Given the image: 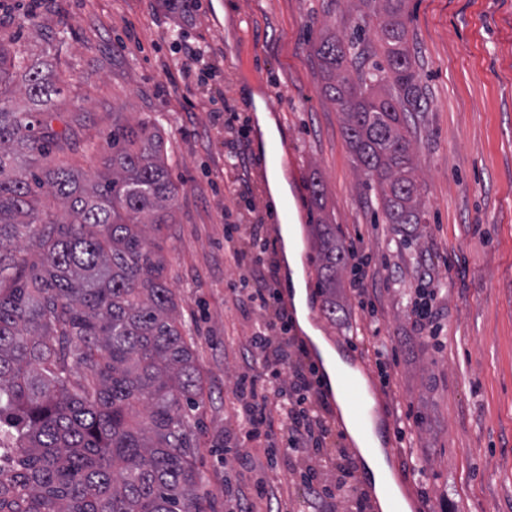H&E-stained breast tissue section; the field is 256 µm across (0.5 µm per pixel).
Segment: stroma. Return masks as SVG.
Here are the masks:
<instances>
[{
	"instance_id": "stroma-1",
	"label": "stroma",
	"mask_w": 512,
	"mask_h": 512,
	"mask_svg": "<svg viewBox=\"0 0 512 512\" xmlns=\"http://www.w3.org/2000/svg\"><path fill=\"white\" fill-rule=\"evenodd\" d=\"M407 12L419 87L410 140L425 222L398 227L385 222L323 92L315 46L328 28L349 37L348 0H197L187 13L167 0H0V34L26 61L50 63L62 88L55 110L71 140L48 164L104 172L116 112L163 135L179 192L158 240L203 377L194 444L211 512H232L230 489L247 495L260 480L272 499L259 501V512L307 507L287 454L271 469L263 449L244 440L234 394L242 346L264 321L236 290L258 265L287 276L283 249L239 267L224 240L228 224L239 225L242 249L252 225L278 234L258 162L244 177L224 166L241 129L261 139L253 79L287 153L309 319L328 341L356 336L368 386L388 378V410L409 419L395 459L401 493L427 492L436 512H512V0H407ZM175 31L209 45L215 72L202 85L178 80ZM321 222L357 247L374 275V313L359 308L347 268L336 283L342 310L334 321L324 315L313 244ZM425 273L445 285L436 340L407 318ZM228 448L251 457L226 468ZM412 455L427 459L425 474L408 466Z\"/></svg>"
}]
</instances>
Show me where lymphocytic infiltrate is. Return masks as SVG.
I'll use <instances>...</instances> for the list:
<instances>
[{"instance_id": "f902f5d3", "label": "lymphocytic infiltrate", "mask_w": 512, "mask_h": 512, "mask_svg": "<svg viewBox=\"0 0 512 512\" xmlns=\"http://www.w3.org/2000/svg\"><path fill=\"white\" fill-rule=\"evenodd\" d=\"M249 299L259 310L274 309L276 318L264 321L249 337L254 359L235 382L246 440L266 445L271 457L275 454L272 444L279 437L289 456L303 458L306 466L300 480L310 512H336L340 500L348 512H368L366 498L357 494L353 484L357 465L352 455L343 448L333 458L324 448L332 427L329 408L316 395L322 379L316 366L307 362L304 345L292 337V319L281 307L278 291L256 288ZM274 411L283 419L278 429L270 418ZM331 467L338 472L332 485L325 480Z\"/></svg>"}]
</instances>
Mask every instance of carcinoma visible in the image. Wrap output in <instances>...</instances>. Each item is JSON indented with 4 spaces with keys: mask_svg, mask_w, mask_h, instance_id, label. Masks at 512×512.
I'll list each match as a JSON object with an SVG mask.
<instances>
[{
    "mask_svg": "<svg viewBox=\"0 0 512 512\" xmlns=\"http://www.w3.org/2000/svg\"><path fill=\"white\" fill-rule=\"evenodd\" d=\"M358 2L354 28L376 20L384 62L351 78L355 42L327 30L316 47L323 91L377 182L385 223L421 224L406 0ZM12 44L0 38V512H209L192 451L202 377L148 235L174 223L162 136L142 120L113 123L110 174L89 184L61 166L32 170L70 132L53 126L61 88ZM16 72L21 111L1 99ZM46 186L64 217L41 204ZM318 252L334 321L347 250L326 229Z\"/></svg>",
    "mask_w": 512,
    "mask_h": 512,
    "instance_id": "obj_1",
    "label": "carcinoma"
}]
</instances>
